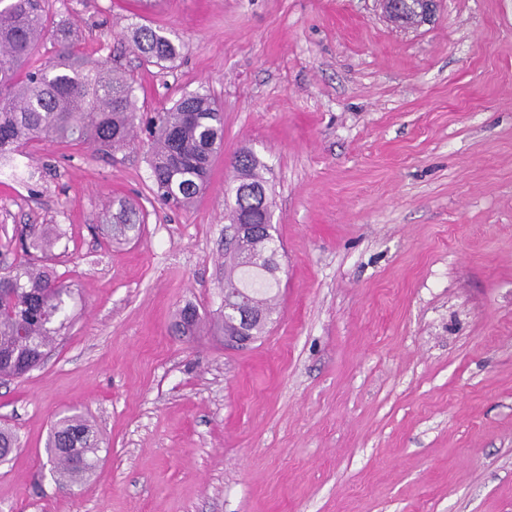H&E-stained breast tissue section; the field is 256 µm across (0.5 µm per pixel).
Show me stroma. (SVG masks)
Returning <instances> with one entry per match:
<instances>
[{"mask_svg": "<svg viewBox=\"0 0 512 512\" xmlns=\"http://www.w3.org/2000/svg\"><path fill=\"white\" fill-rule=\"evenodd\" d=\"M144 112L209 94L224 140L197 203L151 191L124 151L52 143L0 175V251L23 224L65 232L70 326L0 381V512H512V0H436L402 28L380 0H64ZM183 55L140 64L131 21ZM266 166L278 313L241 349L176 335L224 304L226 189ZM126 201L140 237L108 240ZM84 413L102 438L82 485L45 442ZM205 323V318L199 314L196 307L187 305L180 310L175 330L179 336H195Z\"/></svg>", "mask_w": 512, "mask_h": 512, "instance_id": "obj_1", "label": "stroma"}]
</instances>
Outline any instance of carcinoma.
<instances>
[{
	"label": "carcinoma",
	"instance_id": "carcinoma-1",
	"mask_svg": "<svg viewBox=\"0 0 512 512\" xmlns=\"http://www.w3.org/2000/svg\"><path fill=\"white\" fill-rule=\"evenodd\" d=\"M127 37L141 59L153 65L174 62L182 44L158 28L135 23ZM50 40L48 55L36 47ZM72 18L50 8L49 0H0V155L32 143L89 146L118 151L140 119L132 83L112 66L108 45L80 49ZM149 163L156 199L170 208L190 207L205 190L214 154L224 137V113L209 95L186 92L148 121ZM263 164L250 150L234 159L230 215L255 231L238 239L226 262L224 288L247 298L262 319L251 326L257 337L273 322L268 289L245 284L251 272L274 268L275 241ZM111 236L125 238L144 223L140 211L121 206L103 215ZM22 257L0 262V380L21 376L37 363L65 328L67 300L74 284L50 266L63 238L53 225L26 224L20 232ZM206 323L196 307L180 310V336H194ZM14 433L0 428V462L16 449ZM99 441L80 415L60 418L45 446L56 481L66 487L85 481L97 468Z\"/></svg>",
	"mask_w": 512,
	"mask_h": 512
}]
</instances>
